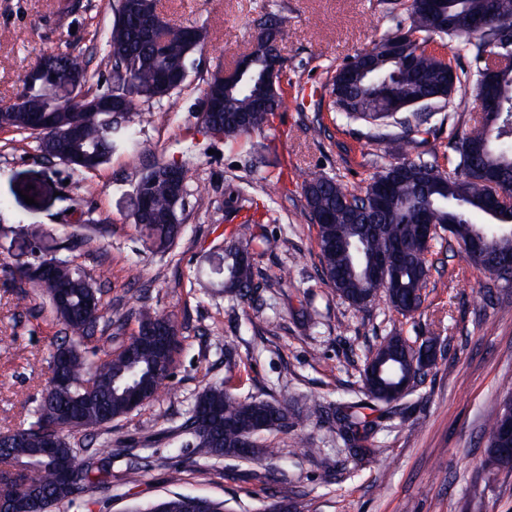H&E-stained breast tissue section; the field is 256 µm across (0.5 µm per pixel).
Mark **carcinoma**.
I'll return each instance as SVG.
<instances>
[{"label":"carcinoma","instance_id":"obj_1","mask_svg":"<svg viewBox=\"0 0 512 512\" xmlns=\"http://www.w3.org/2000/svg\"><path fill=\"white\" fill-rule=\"evenodd\" d=\"M406 17L397 21L396 32L388 35L371 50L354 56L344 65L353 72L351 80L331 88V105L338 112L370 124L383 121L399 112L398 106L422 95L432 97L436 104H449L458 98L456 108L462 112H481L483 91L480 71L487 65L486 45L491 36L503 28L512 29V0H451L456 11H463L483 22L481 28L464 26L448 29V17L430 23L429 0H399ZM150 8L144 0L115 7L116 19L107 47L112 65L123 66L136 82L138 97L146 100L171 96L182 86L165 88L159 75L167 73L179 78L187 70L193 52L203 47L207 32L192 28L193 39L186 38L187 28L171 25L158 18L153 31L145 29L140 10ZM406 36L401 52L411 59L408 66L389 60L390 46L400 31ZM445 35L455 40L453 54L464 52L470 68L457 69L451 60L429 48L434 37ZM254 73L240 83L228 96L222 112H204L202 121L212 132L224 135L230 142L241 139L268 126L283 104V89L266 90L269 105L265 110L254 107V94L259 89L258 71L276 63L281 55L278 43L254 37L250 51ZM372 60L375 70L361 76V67ZM57 65L79 73L89 81L88 62L80 55L63 52L54 56ZM454 74L453 89H448V73ZM503 114L495 126L480 118L456 135L449 147L453 157L444 169L437 157L410 159L406 146L413 142L411 122L407 133L385 142L384 153L393 161L376 172L364 191L355 193L334 178H313L305 184L304 196L310 219L319 213L329 215V223L319 225L321 266L326 282L340 297L356 308L366 307L365 300L383 293L401 314L420 307L417 290L426 287L429 248L422 240L415 218L431 209L440 228L458 242L466 244L476 235L490 240L493 252L512 254V232L499 226L509 223V215L493 219L488 213L490 190L478 180L476 168L496 173L502 189L512 192V63L501 70ZM18 96L30 111H38L45 103L40 85L23 84ZM134 108L115 118L104 114L83 116L85 132L79 151L92 154L94 165L100 166L112 155L116 135L134 142L135 120L147 122L150 114L133 115ZM230 112H250V127H238L228 116ZM165 164L157 163L142 175L139 186L153 200L150 222L144 224L153 243L166 250L180 230L179 210L169 195L162 172ZM255 215L246 214L236 225L234 234L252 250H236L226 255L227 277L224 290L244 298L255 284L256 258L275 246V241L256 232ZM404 248L406 259L383 281L367 279L360 265L392 244ZM67 288L70 311H62L55 300V289ZM56 317L64 325L71 343L59 345L56 352L68 355L72 383L65 388L47 387L35 411L36 419L29 427L0 434V498L5 512H51L58 503L104 483L112 448H98L82 462L77 449L67 440V433L98 428L129 413V405L143 389L157 393L169 376L172 353L159 357L136 348L138 334L107 359L96 361L82 351L78 343L95 336L100 314V297L84 272L66 261L58 262L53 281L43 285ZM138 324L167 325L172 321L148 308L137 314ZM410 372L408 344L398 334L386 337L371 353L361 382L364 391L376 400L394 399L393 390L402 385ZM289 416L281 406L263 400H241L224 385L213 384L198 396L191 414L181 426L187 444L211 457L251 459L261 452L256 436L267 430L288 428ZM342 430L352 436L367 430L368 423L353 415L339 419ZM62 425L54 456L40 454L45 424ZM487 462L500 470L503 467L498 449L506 447L500 433L499 418L489 423Z\"/></svg>","mask_w":512,"mask_h":512}]
</instances>
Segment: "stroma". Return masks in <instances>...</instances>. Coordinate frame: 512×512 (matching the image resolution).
Wrapping results in <instances>:
<instances>
[{
  "label": "stroma",
  "mask_w": 512,
  "mask_h": 512,
  "mask_svg": "<svg viewBox=\"0 0 512 512\" xmlns=\"http://www.w3.org/2000/svg\"><path fill=\"white\" fill-rule=\"evenodd\" d=\"M65 2L0 0V102L16 97L40 57L59 50L83 55L111 88L105 42L116 0H79L73 10ZM158 9L209 37L190 57L180 92L136 99L152 118L138 126L135 144L86 171L44 162L35 138L0 131V433L34 421L64 335L41 288L11 276L35 254L69 261L100 288L101 330L90 343L98 358L137 332L145 306L171 317L180 342L170 380L150 401L71 433L74 447L109 443L120 453L108 488L52 512H135L175 496L263 512L274 492L270 471L292 490L291 512H512V472L485 465L488 424L512 392V287L467 264L442 231L417 312L402 315L382 297L354 308L322 275L318 226L305 209L304 184L314 177L364 190L389 162L384 140L402 131V112L373 125L331 109L336 70L394 32L389 0H158ZM269 16L286 32L284 104L262 131L229 143L201 120L204 82L250 52L255 21ZM468 118L433 106L409 158L446 153L449 133ZM157 161L187 171L180 233L163 252L134 220L137 184ZM231 193L256 208L258 233L276 242L257 261L261 289L241 299L224 292L238 222L224 207ZM284 267L292 278L281 286ZM396 333L416 346L434 340L439 354L417 387L386 405L364 395L360 374L366 355ZM222 382L243 400L293 411L320 404L324 412L260 433L257 459L208 457L186 447L178 429L203 388ZM341 404L370 425L359 442L337 432L332 413ZM135 456L149 464L132 478Z\"/></svg>",
  "instance_id": "stroma-1"
}]
</instances>
